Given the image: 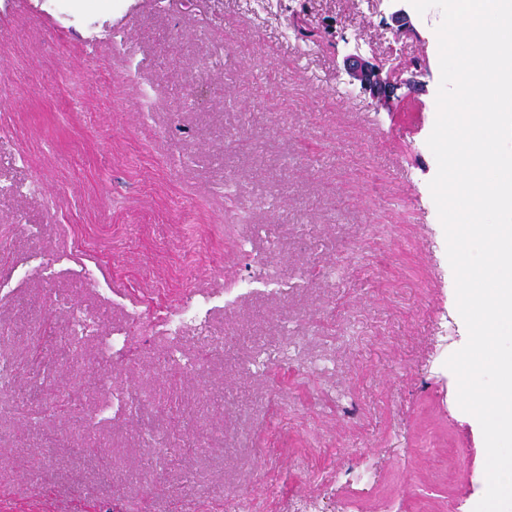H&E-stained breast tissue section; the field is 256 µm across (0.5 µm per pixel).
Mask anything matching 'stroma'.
I'll return each mask as SVG.
<instances>
[{
    "label": "stroma",
    "instance_id": "obj_1",
    "mask_svg": "<svg viewBox=\"0 0 512 512\" xmlns=\"http://www.w3.org/2000/svg\"><path fill=\"white\" fill-rule=\"evenodd\" d=\"M388 0H0V357L68 311L152 323L109 366L86 339L18 414L0 392V512H466L478 422L447 358L467 341L429 183L439 8ZM312 21L317 42L295 34ZM356 52L395 72L351 83ZM212 308L183 336L164 318ZM181 351L186 370L161 371ZM137 395L87 430L78 416ZM191 451L156 466L148 430ZM87 455L62 452L65 444ZM347 71L353 81H359L361 87L369 89L374 95L386 96L391 93V85L387 77L382 76V67L370 64L358 54L346 57Z\"/></svg>",
    "mask_w": 512,
    "mask_h": 512
}]
</instances>
